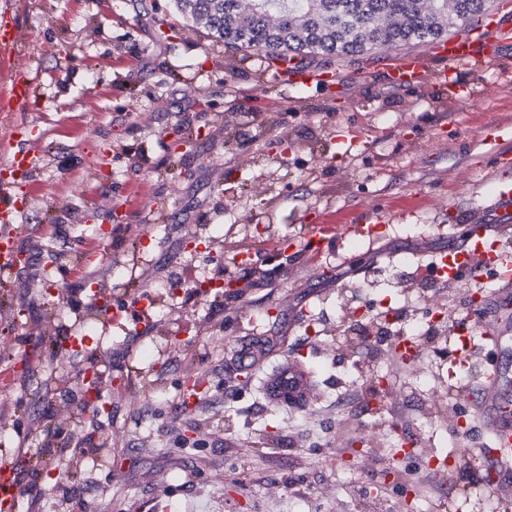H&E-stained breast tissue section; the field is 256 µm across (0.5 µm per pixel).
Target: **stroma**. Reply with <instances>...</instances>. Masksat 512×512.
Returning a JSON list of instances; mask_svg holds the SVG:
<instances>
[{
  "label": "stroma",
  "mask_w": 512,
  "mask_h": 512,
  "mask_svg": "<svg viewBox=\"0 0 512 512\" xmlns=\"http://www.w3.org/2000/svg\"><path fill=\"white\" fill-rule=\"evenodd\" d=\"M18 3L34 94L18 117L0 114V160L23 143L42 165L20 192L21 262L0 274V462L23 488L14 512H356L360 495L405 512H512V472L487 463L489 435L459 394L484 390L481 352L451 383L431 350L399 363L390 337L347 330L374 290L412 337L423 301L464 316L460 295L409 282L448 246L449 207L502 221L484 182L497 153L480 131L512 125V42L450 83L413 88L389 82L382 53L307 57L303 68L342 73L324 89L275 77L256 53L229 65L232 49L174 0ZM18 120L31 129L20 142ZM186 128L195 141L175 147ZM370 212L392 220L377 242L284 265L269 255L312 222ZM102 226L110 258L79 272ZM230 241L248 245L250 264L222 252ZM185 268L201 282L234 277L241 294L216 304L189 285L131 306L134 284ZM94 288L125 312L89 330ZM49 321L84 344L51 351ZM289 365L309 375L300 406L266 391ZM89 366L108 411L83 393ZM372 374L389 386L374 413ZM192 378L203 398L187 406ZM452 413L466 426L449 428Z\"/></svg>",
  "instance_id": "stroma-1"
}]
</instances>
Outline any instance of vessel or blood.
Instances as JSON below:
<instances>
[{"label": "vessel or blood", "instance_id": "b4317fda", "mask_svg": "<svg viewBox=\"0 0 512 512\" xmlns=\"http://www.w3.org/2000/svg\"><path fill=\"white\" fill-rule=\"evenodd\" d=\"M512 40V17L505 13L487 15L463 26L460 34L439 39L430 44L426 53H396L386 61L390 82L400 87H410L419 79L435 75L447 80L458 65L495 59L504 42ZM21 47V29L11 8L0 9V66L9 71V85L0 92V112H21L27 106L33 89L29 68L16 65ZM437 59L439 69H431L430 59ZM291 80L299 85L325 86L338 82V73L328 69H291ZM484 138L500 146L501 157L512 154V128L504 125L489 127ZM41 165V156L30 149L14 151L6 162L0 164V270L11 271L16 266L18 236L16 229L20 208L13 195L17 183L30 178ZM486 182L494 184V204L498 208H512V179L502 167L487 171ZM388 226L384 218L374 217L350 225L332 226L311 224L308 232L292 241V248L321 253L325 245H342L348 237L376 240L386 235ZM424 276L442 283L459 278H473L477 282L492 281L498 286L497 301L505 303L512 298V252L503 248L500 239L488 237L481 223L480 211H473L465 229V242L452 245L440 252L438 258L424 269ZM450 329L461 336L462 347L454 360L466 365L472 349L494 350L501 342V333L490 326H483L469 319L454 320ZM480 409L490 424L492 444L496 453L491 462L496 466L512 463V400L505 396L482 395ZM21 486L9 467L0 468V500L16 505Z\"/></svg>", "mask_w": 512, "mask_h": 512}]
</instances>
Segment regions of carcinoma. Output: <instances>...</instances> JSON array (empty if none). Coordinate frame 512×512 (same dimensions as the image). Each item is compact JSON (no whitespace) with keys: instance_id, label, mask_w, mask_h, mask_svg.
Listing matches in <instances>:
<instances>
[{"instance_id":"cac0c4a2","label":"carcinoma","mask_w":512,"mask_h":512,"mask_svg":"<svg viewBox=\"0 0 512 512\" xmlns=\"http://www.w3.org/2000/svg\"><path fill=\"white\" fill-rule=\"evenodd\" d=\"M224 46L270 65L392 51L448 36L486 15L490 0H175Z\"/></svg>"}]
</instances>
